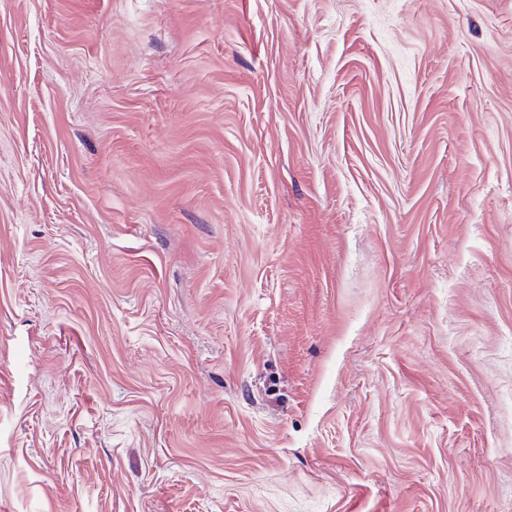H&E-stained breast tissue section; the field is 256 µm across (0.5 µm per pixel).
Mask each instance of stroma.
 Masks as SVG:
<instances>
[{"mask_svg": "<svg viewBox=\"0 0 512 512\" xmlns=\"http://www.w3.org/2000/svg\"><path fill=\"white\" fill-rule=\"evenodd\" d=\"M512 512V0H0V507Z\"/></svg>", "mask_w": 512, "mask_h": 512, "instance_id": "35a3bbf8", "label": "stroma"}]
</instances>
